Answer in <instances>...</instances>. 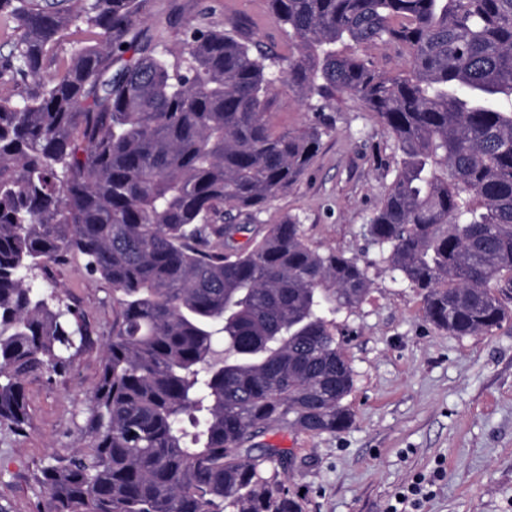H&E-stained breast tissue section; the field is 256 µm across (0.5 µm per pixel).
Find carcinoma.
<instances>
[{
	"instance_id": "cac0c4a2",
	"label": "carcinoma",
	"mask_w": 512,
	"mask_h": 512,
	"mask_svg": "<svg viewBox=\"0 0 512 512\" xmlns=\"http://www.w3.org/2000/svg\"><path fill=\"white\" fill-rule=\"evenodd\" d=\"M148 0H0V436L28 423L25 379L63 376L82 313L34 273L68 254L118 308L83 443L43 467L38 512H304L273 430L350 427L354 371L336 317L372 288L290 216L245 249L223 211H258L323 131L276 134L279 83L323 110L354 96L394 141L366 236L425 320L484 336L512 291V0H269L299 54L275 63L238 26L142 42ZM99 41L47 70L73 31ZM406 48L404 70L370 51Z\"/></svg>"
}]
</instances>
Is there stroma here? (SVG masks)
<instances>
[{
  "label": "stroma",
  "instance_id": "stroma-1",
  "mask_svg": "<svg viewBox=\"0 0 512 512\" xmlns=\"http://www.w3.org/2000/svg\"><path fill=\"white\" fill-rule=\"evenodd\" d=\"M247 27L272 57L297 47L268 0H149L142 29L154 44L177 48L186 23ZM278 133L319 125L324 134L301 177L256 213L233 244L287 217H298L313 248L357 257L372 289L336 319V338L354 370L344 404L352 425L312 436L278 431L266 440L287 449L288 487L304 512H393L412 482L424 498L406 512H512V318L485 336H453L425 322L421 294L393 273L365 228L392 179L393 140L378 118L348 96L314 111L281 89L268 98ZM59 294L84 315L90 341L63 379L30 376L29 421L0 438V502L37 512L44 493L34 477L51 456L81 442L78 430L101 369L116 312L112 286L85 274L78 255L55 264Z\"/></svg>",
  "mask_w": 512,
  "mask_h": 512
}]
</instances>
